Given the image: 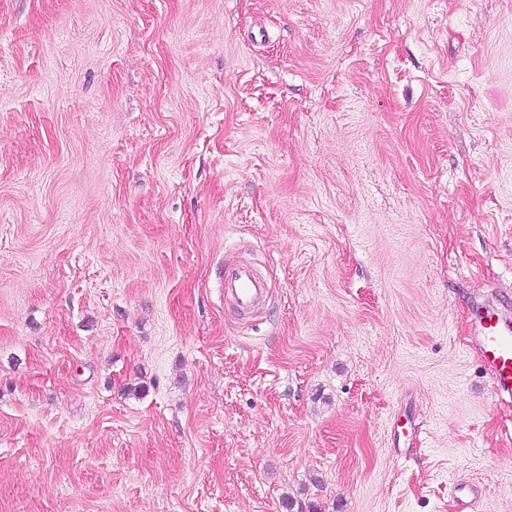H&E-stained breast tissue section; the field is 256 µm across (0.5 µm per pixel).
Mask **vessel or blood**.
<instances>
[{
	"label": "vessel or blood",
	"instance_id": "b4317fda",
	"mask_svg": "<svg viewBox=\"0 0 512 512\" xmlns=\"http://www.w3.org/2000/svg\"><path fill=\"white\" fill-rule=\"evenodd\" d=\"M224 295L236 309L251 312L267 294L265 281L248 265H238L224 275ZM472 343L492 379L498 400H512V318L494 309L478 314L471 328Z\"/></svg>",
	"mask_w": 512,
	"mask_h": 512
}]
</instances>
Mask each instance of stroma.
Wrapping results in <instances>:
<instances>
[{"label":"stroma","instance_id":"stroma-1","mask_svg":"<svg viewBox=\"0 0 512 512\" xmlns=\"http://www.w3.org/2000/svg\"><path fill=\"white\" fill-rule=\"evenodd\" d=\"M475 301L512 0H0V512H512ZM224 295L241 313H249L267 294L265 281L248 265H237L224 274Z\"/></svg>","mask_w":512,"mask_h":512}]
</instances>
